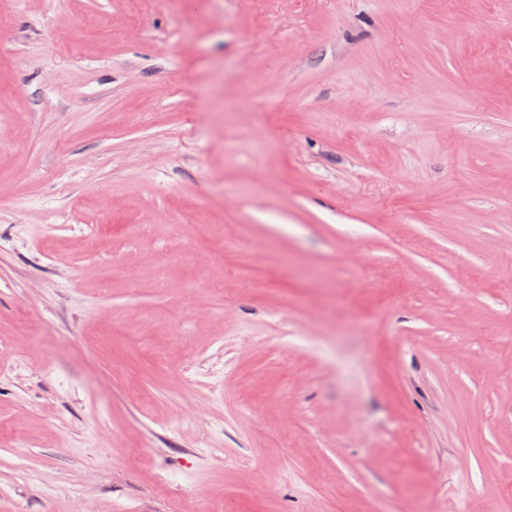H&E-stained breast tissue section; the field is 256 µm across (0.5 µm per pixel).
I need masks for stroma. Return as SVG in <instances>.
Here are the masks:
<instances>
[{"label": "stroma", "instance_id": "obj_1", "mask_svg": "<svg viewBox=\"0 0 512 512\" xmlns=\"http://www.w3.org/2000/svg\"><path fill=\"white\" fill-rule=\"evenodd\" d=\"M177 496L512 512V0H0V512Z\"/></svg>", "mask_w": 512, "mask_h": 512}]
</instances>
